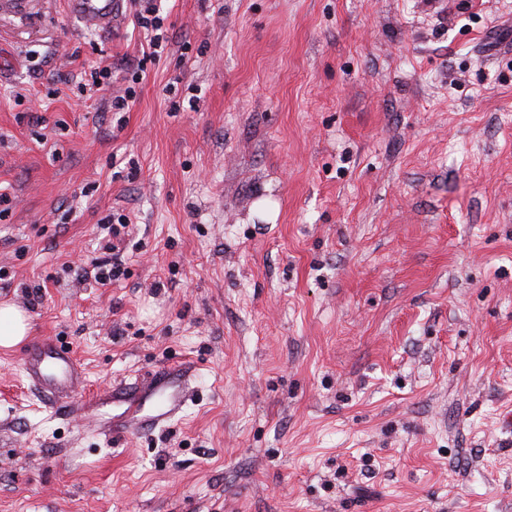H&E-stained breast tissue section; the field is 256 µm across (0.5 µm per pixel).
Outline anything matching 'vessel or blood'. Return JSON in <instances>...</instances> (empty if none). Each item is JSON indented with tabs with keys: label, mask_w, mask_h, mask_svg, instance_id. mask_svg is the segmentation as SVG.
<instances>
[{
	"label": "vessel or blood",
	"mask_w": 512,
	"mask_h": 512,
	"mask_svg": "<svg viewBox=\"0 0 512 512\" xmlns=\"http://www.w3.org/2000/svg\"><path fill=\"white\" fill-rule=\"evenodd\" d=\"M67 5L72 16L105 34L112 32L123 17L124 0H67ZM23 366L30 384L42 390L54 410L69 415L86 414L102 403L98 397L82 402L74 400L81 371L71 351L54 340L41 339L29 344L24 351ZM188 392L189 376L177 368L124 384L110 394L123 410L106 421L105 429L114 436L151 431L182 410Z\"/></svg>",
	"instance_id": "obj_1"
}]
</instances>
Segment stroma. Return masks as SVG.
Instances as JSON below:
<instances>
[{"label": "stroma", "instance_id": "1", "mask_svg": "<svg viewBox=\"0 0 512 512\" xmlns=\"http://www.w3.org/2000/svg\"><path fill=\"white\" fill-rule=\"evenodd\" d=\"M162 7L136 82L133 9L0 18V305L73 350L75 400L192 390L114 438L0 347V512H512V0ZM126 0H67L72 16L86 25L96 26L102 34L112 32L123 17ZM110 257L95 263L94 268L96 273L94 275L95 281L102 287L112 285V282L118 281L126 276V268L119 254L114 252Z\"/></svg>", "mask_w": 512, "mask_h": 512}]
</instances>
